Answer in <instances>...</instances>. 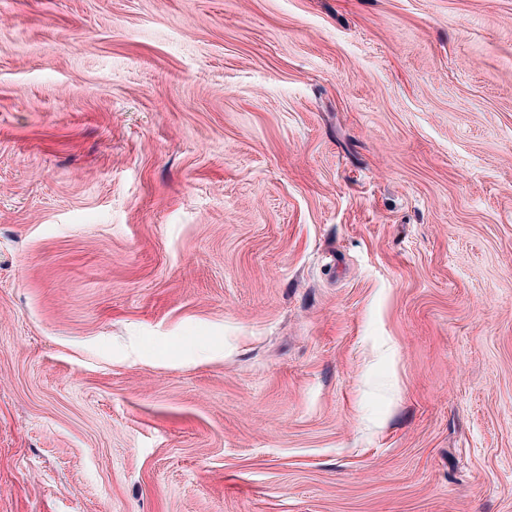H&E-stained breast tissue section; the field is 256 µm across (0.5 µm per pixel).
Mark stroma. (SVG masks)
Instances as JSON below:
<instances>
[{
	"label": "stroma",
	"mask_w": 512,
	"mask_h": 512,
	"mask_svg": "<svg viewBox=\"0 0 512 512\" xmlns=\"http://www.w3.org/2000/svg\"><path fill=\"white\" fill-rule=\"evenodd\" d=\"M0 512H512V0H0Z\"/></svg>",
	"instance_id": "35a3bbf8"
}]
</instances>
